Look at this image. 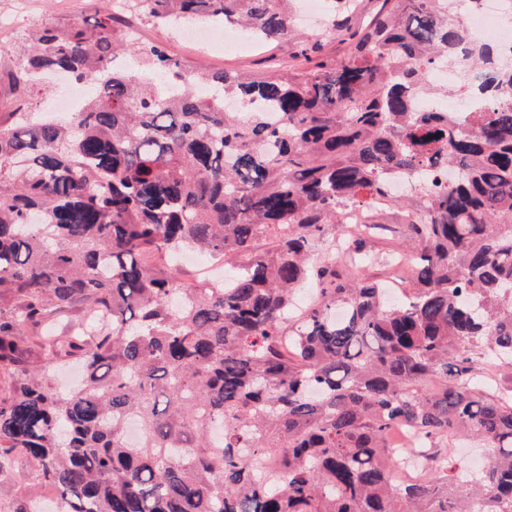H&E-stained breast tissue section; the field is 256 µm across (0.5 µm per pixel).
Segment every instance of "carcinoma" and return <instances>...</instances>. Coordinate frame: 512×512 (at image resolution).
Masks as SVG:
<instances>
[{
  "mask_svg": "<svg viewBox=\"0 0 512 512\" xmlns=\"http://www.w3.org/2000/svg\"><path fill=\"white\" fill-rule=\"evenodd\" d=\"M290 2L135 0L163 26L296 41L271 74L200 73L208 98L172 101L118 66L129 52L182 74L110 9L34 26L13 85L54 70L94 95L68 120L0 122V460L31 468L13 512L44 491L62 512H512V399L468 354L512 361V68L440 0H377L357 28L359 4L329 0L324 34L346 48L315 61ZM443 60L467 71L472 109L415 106ZM378 205L410 229L413 289L394 304L338 269L362 246L336 250L343 215ZM184 250L241 263L205 285L181 277ZM310 278L320 298L296 314ZM75 306L109 323L44 330ZM63 361L84 371L66 392ZM459 435L493 450L477 479L435 453L425 480H394L423 442Z\"/></svg>",
  "mask_w": 512,
  "mask_h": 512,
  "instance_id": "cac0c4a2",
  "label": "carcinoma"
}]
</instances>
